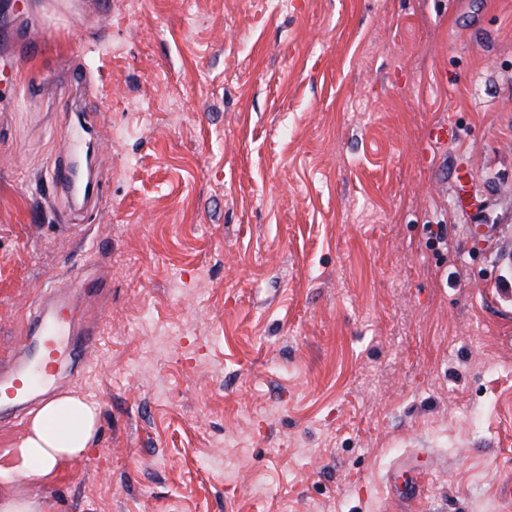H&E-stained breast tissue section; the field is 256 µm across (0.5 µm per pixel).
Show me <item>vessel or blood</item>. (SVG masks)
<instances>
[{
  "label": "vessel or blood",
  "instance_id": "obj_1",
  "mask_svg": "<svg viewBox=\"0 0 512 512\" xmlns=\"http://www.w3.org/2000/svg\"><path fill=\"white\" fill-rule=\"evenodd\" d=\"M29 342L9 363H0V407L22 412L45 395L56 366L79 361L96 342L94 327L78 328L70 303L69 285L51 282L27 326Z\"/></svg>",
  "mask_w": 512,
  "mask_h": 512
}]
</instances>
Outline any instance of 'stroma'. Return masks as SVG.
I'll use <instances>...</instances> for the list:
<instances>
[{
  "instance_id": "35a3bbf8",
  "label": "stroma",
  "mask_w": 512,
  "mask_h": 512,
  "mask_svg": "<svg viewBox=\"0 0 512 512\" xmlns=\"http://www.w3.org/2000/svg\"><path fill=\"white\" fill-rule=\"evenodd\" d=\"M54 276L97 439L8 492L512 512V0H0V360Z\"/></svg>"
}]
</instances>
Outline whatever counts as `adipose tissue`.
Returning <instances> with one entry per match:
<instances>
[{
	"label": "adipose tissue",
	"mask_w": 512,
	"mask_h": 512,
	"mask_svg": "<svg viewBox=\"0 0 512 512\" xmlns=\"http://www.w3.org/2000/svg\"><path fill=\"white\" fill-rule=\"evenodd\" d=\"M98 410L76 394H65L44 403L29 420L25 433L9 454L13 466H0V483L15 476L42 479L61 470L74 456L94 445Z\"/></svg>",
	"instance_id": "obj_1"
}]
</instances>
